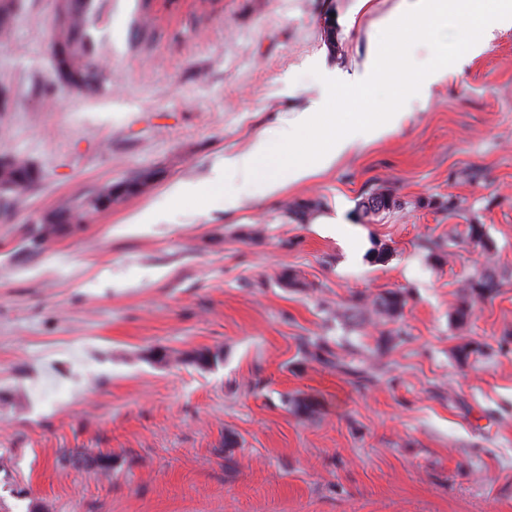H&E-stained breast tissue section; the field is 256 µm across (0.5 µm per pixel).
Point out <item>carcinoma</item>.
I'll list each match as a JSON object with an SVG mask.
<instances>
[{"instance_id":"cac0c4a2","label":"carcinoma","mask_w":512,"mask_h":512,"mask_svg":"<svg viewBox=\"0 0 512 512\" xmlns=\"http://www.w3.org/2000/svg\"><path fill=\"white\" fill-rule=\"evenodd\" d=\"M17 6L18 0H0L1 46L7 42ZM96 27L92 0H62L57 4L51 33L54 76L61 85L85 95L98 93L111 78L109 70L99 62V46L92 34ZM0 179L15 184L17 192L21 193L41 179V171L27 160L14 156L8 168L0 169ZM389 198L390 195L385 192L369 193L361 202L363 215L379 214L383 202ZM82 206L87 214L98 210L96 197H71L48 213L47 219L66 221L75 208ZM448 244H465L486 253L491 251L481 224H467L462 234L451 230ZM500 286L501 280L493 267L487 264L477 270L460 289V301L453 321L458 325L465 324L475 304L493 298ZM405 305L406 299L401 292L387 291L369 302L363 300L355 306L339 310L337 314L356 323L364 320L365 313L371 310L391 321L402 315ZM290 403L295 412L304 418H312L317 412V404L306 398L295 397Z\"/></svg>"}]
</instances>
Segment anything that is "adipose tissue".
Here are the masks:
<instances>
[{
    "mask_svg": "<svg viewBox=\"0 0 512 512\" xmlns=\"http://www.w3.org/2000/svg\"><path fill=\"white\" fill-rule=\"evenodd\" d=\"M384 22L400 40H426L443 25L466 32L467 37L459 51L440 55L412 75L403 100L389 111L334 112L325 100H318L288 125L259 133L247 151L225 157L223 170L206 183L180 184L175 193L204 196L220 190L225 210L232 211L239 207L241 196L226 187L227 176L246 183L259 181L262 193L273 195L285 185L324 172L342 157L364 150L397 130L407 118L410 103L426 98L433 85L456 69L460 57L481 55L498 33L512 30V0H396ZM399 70L380 49L356 64L348 87L361 94L393 81Z\"/></svg>",
    "mask_w": 512,
    "mask_h": 512,
    "instance_id": "ef3b65f1",
    "label": "adipose tissue"
}]
</instances>
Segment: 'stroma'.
<instances>
[{"instance_id": "1", "label": "stroma", "mask_w": 512, "mask_h": 512, "mask_svg": "<svg viewBox=\"0 0 512 512\" xmlns=\"http://www.w3.org/2000/svg\"><path fill=\"white\" fill-rule=\"evenodd\" d=\"M138 3L95 0L112 84L93 96L53 84L55 0H20L0 47L14 93L0 156L42 171L0 201V512H512V31L397 132L276 195L243 186L228 212L171 191L295 118L320 68L378 48L393 0L350 29L347 0ZM144 172L143 191L40 238L65 199ZM371 191L398 204L368 221ZM307 200L343 213L336 235L289 219ZM147 209L163 221L132 224ZM469 220L502 286L460 330L459 290L488 258L442 246ZM377 243L387 263L370 261ZM288 270L305 290L282 284ZM397 289L398 322L336 318ZM390 332L398 344L378 353ZM317 337L330 361L305 358ZM467 340L481 352L462 364ZM202 348L220 360L187 362ZM295 396L317 415H296ZM75 451L111 456V472Z\"/></svg>"}]
</instances>
